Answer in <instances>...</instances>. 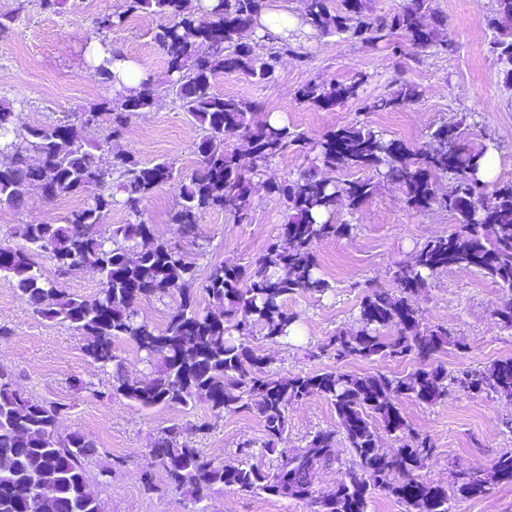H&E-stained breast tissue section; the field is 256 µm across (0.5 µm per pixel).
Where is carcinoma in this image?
I'll return each mask as SVG.
<instances>
[{
	"mask_svg": "<svg viewBox=\"0 0 512 512\" xmlns=\"http://www.w3.org/2000/svg\"><path fill=\"white\" fill-rule=\"evenodd\" d=\"M433 0H407L389 17H374L367 0H339L331 11L329 0H305L304 23L320 35L347 33L365 49L402 36L416 50L448 48L439 34L444 18ZM268 0H212L192 10L191 0H127L126 15L153 13L168 18L153 39L166 56L167 93L192 122L201 137L195 145L199 168L187 181H179L170 215L183 238L198 233L202 216L211 210L231 212L238 221L249 218L251 177L262 174L273 158L291 144L305 143L301 133L258 118L254 102L224 96L216 90V77L237 73L255 84L275 79L277 54L258 51L244 32L257 26ZM494 32L490 51L512 66V0H494L483 18ZM115 26L113 16L95 21V33L111 55L88 69L112 85L108 69L118 57L106 42ZM365 76L346 84L308 83L298 99L330 110L358 97ZM158 87L149 78L135 88L118 92L90 105L80 124L69 120L49 125L22 126L10 105L0 106V153L11 156L0 164V206L18 209L33 186L53 200L64 194L92 193L90 202L73 210L64 224H22L24 245L0 242V273L7 274L16 292L33 312L49 320L70 323L87 336V355L102 367L116 361L113 344L133 342L147 360L160 355L157 375L143 382L120 375L112 394L144 409L196 400L217 413L248 410L263 422V448L274 453L287 429L288 402L312 396L330 400L339 431L317 432L292 454H280L274 469L214 464L181 440L183 428L172 425L149 450L166 472L169 485L187 490L200 502L221 485L228 489L265 493L285 498L313 499L316 512H367L369 498L386 492L408 512H450L451 495H484L493 485L512 484V451L497 457L491 467H476L454 475L453 493L421 479L416 471L429 458L425 438L410 434L400 410L405 398L435 404L448 393V384L472 392L488 390L512 397V358L484 368L448 375L435 364L436 355L449 346L462 347L448 328L420 329L418 310L411 296L442 270L476 269L493 282L512 289V181L485 182L479 177L487 147L471 146L457 126L443 122L431 131L432 149L414 152L395 140L356 123L327 133L312 159L313 168L359 169L371 172L363 180L330 181L307 171L291 180H267L268 193L288 209V223L276 240L245 270L224 262L211 266L202 288L223 308V316L203 314L183 285L195 276L193 263L176 247L143 236L142 223L118 224L105 238L98 227L115 195L133 213L161 183L173 179L172 163H145L132 154L113 150L131 117L149 112L156 104ZM415 89L402 88L369 105L388 111L411 103ZM108 116L111 129L101 142L86 144L78 126L95 124ZM242 136L252 150L245 158L226 148V140ZM113 152L110 171L99 167L96 152ZM452 173L455 185L438 192L436 177ZM399 183L408 206L422 212L440 206L456 215L458 230L426 241L411 261L394 272L395 288L373 289L361 302L358 331L338 332L322 350L338 360L406 359L419 367L403 376L384 373L357 376L340 371L278 376L267 371L268 358L243 342L256 326L271 342L290 336L297 316L288 311V297L322 293L329 288L319 276L314 245L351 232L352 225L335 222L343 210L357 209L378 187V180ZM492 189L494 204L483 197ZM50 254L56 272L65 277L83 268L101 276V289L85 299L56 288L45 278L36 257ZM178 296L177 304L160 329L140 316L139 306L154 298ZM391 327L395 335L385 336ZM61 407L32 400L15 388L12 375L0 370V459L10 468L0 470V512H105L101 498L89 489L86 461L96 448L78 432L65 436L56 423ZM409 438L388 458L379 448L376 426ZM341 433L355 457L334 492L315 497L311 491L313 465L336 459V433Z\"/></svg>",
	"mask_w": 512,
	"mask_h": 512,
	"instance_id": "1",
	"label": "carcinoma"
}]
</instances>
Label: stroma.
<instances>
[{
  "mask_svg": "<svg viewBox=\"0 0 512 512\" xmlns=\"http://www.w3.org/2000/svg\"><path fill=\"white\" fill-rule=\"evenodd\" d=\"M446 17L443 36L448 50L414 52L401 37L372 50L347 35L321 36L300 27L288 39L290 50L281 54L276 78L256 84L237 74H219V93L256 102L260 119L280 117L283 125L303 132L314 143L329 131L360 121L385 139L414 151L431 146L430 133L440 122L459 128L473 146H493L499 155L500 180H512V83L507 64L489 51L492 33L482 18L493 0H434ZM17 12L9 33L0 34V103L12 105L21 123L44 125L67 117L77 119L99 99L109 96V85L92 78L87 65L98 40L93 22L104 14L124 15L108 42L113 51L133 61L156 83L167 79L166 57L153 40L161 19L152 14L125 16V0H64L53 10L41 0H0V14ZM366 83L358 97L325 111L299 103L297 90L316 80L345 83L357 74ZM415 88L413 102L395 111H370L367 103L390 95L402 85ZM201 135L171 96L163 94L148 112L133 116L119 141L122 150L143 162L167 160L174 164L172 180L161 183L144 199L139 213L116 204L104 223L152 224L157 239L177 246L195 266L187 286L201 312L214 313L215 305L201 288L212 264L225 260L249 267L253 258L280 233L288 214L278 197L269 194L267 178L289 179L307 171V149L290 147L272 159L264 175L252 180V210L247 221L234 222L224 211L205 213L195 240L181 238L169 219L178 181L198 167L195 144ZM89 199L88 194L45 200L31 190L22 209H0V240L21 245L17 229L23 224H61L70 212ZM340 222L352 224L349 235L318 243L314 252L329 288L322 293H299L287 300L298 316L299 334L285 343L266 340L260 331L248 344L269 356L270 372L287 376L338 370L348 374L378 372L402 376L416 368L405 360H336L321 345L338 331L358 328L360 303L369 289L393 288L392 273L409 261L427 240L453 232V215L443 209L425 213L409 208L398 185L379 184L374 194L353 212H341ZM38 263L57 288L92 298L100 276L85 269L56 278L53 261L41 255ZM512 298L502 288L473 270L440 273L415 296L425 329L443 325L463 341V348L448 347L437 364L456 374L512 358V329L504 328L496 311ZM0 368L12 371L18 387L30 398L62 406L58 430L81 432L94 443L88 464L91 486L97 487L106 512H314L310 501L229 490L218 486L207 500L194 502L189 493L167 488L166 473L148 453L152 443L172 424L185 428L183 437L217 463L240 461L270 469L277 458L262 446L264 428L253 413L214 414L202 401L186 407L143 410L133 402L112 396V370L100 368L87 356V340L69 323L42 319L32 312L0 273ZM401 413L411 429L427 436L432 455L419 472L423 480L449 485L453 472L490 466L512 451V433L502 425L512 418V398L493 393L468 394L449 387L447 396L432 405L403 400ZM288 429L280 445L291 453L305 447L320 430L336 429V411L330 400L313 396L289 403ZM248 455H241L242 444ZM109 470L108 485H100V470ZM151 473L162 490L145 493L143 473Z\"/></svg>",
  "mask_w": 512,
  "mask_h": 512,
  "instance_id": "35a3bbf8",
  "label": "stroma"
}]
</instances>
